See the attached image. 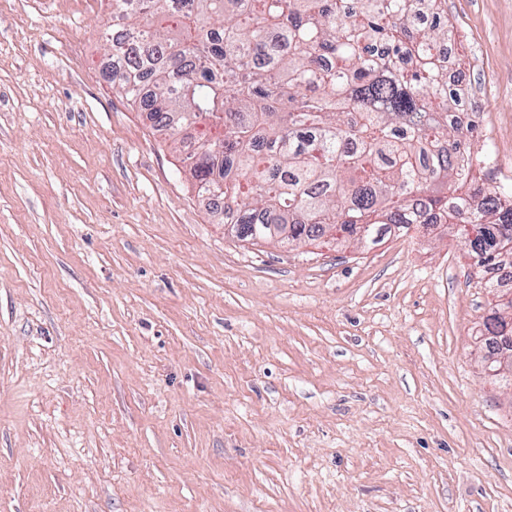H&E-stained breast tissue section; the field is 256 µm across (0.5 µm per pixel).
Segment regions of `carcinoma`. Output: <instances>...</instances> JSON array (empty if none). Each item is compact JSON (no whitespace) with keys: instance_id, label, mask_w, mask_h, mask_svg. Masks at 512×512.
Instances as JSON below:
<instances>
[{"instance_id":"obj_1","label":"carcinoma","mask_w":512,"mask_h":512,"mask_svg":"<svg viewBox=\"0 0 512 512\" xmlns=\"http://www.w3.org/2000/svg\"><path fill=\"white\" fill-rule=\"evenodd\" d=\"M112 85L148 111L201 197L223 206L254 244L376 241L469 224L466 254L512 267V199L460 164L475 129L461 126L440 50L447 0H110ZM484 328L512 359V319Z\"/></svg>"}]
</instances>
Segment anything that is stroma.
I'll return each instance as SVG.
<instances>
[{
	"label": "stroma",
	"instance_id": "35a3bbf8",
	"mask_svg": "<svg viewBox=\"0 0 512 512\" xmlns=\"http://www.w3.org/2000/svg\"><path fill=\"white\" fill-rule=\"evenodd\" d=\"M107 0H0V512H512L453 227L238 240L105 78ZM512 182V0H448Z\"/></svg>",
	"mask_w": 512,
	"mask_h": 512
}]
</instances>
